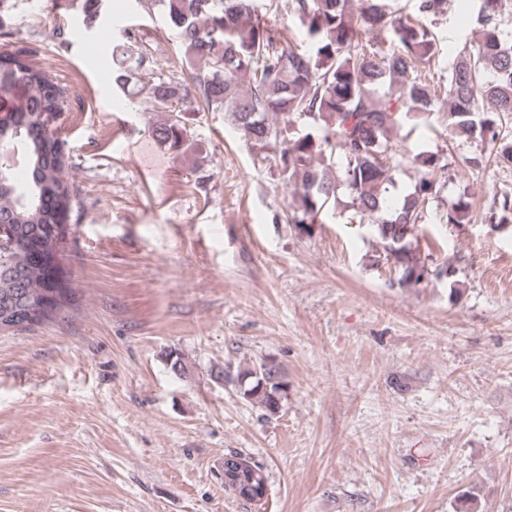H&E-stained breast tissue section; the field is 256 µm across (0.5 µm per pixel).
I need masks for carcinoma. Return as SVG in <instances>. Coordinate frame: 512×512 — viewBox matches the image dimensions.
<instances>
[{
    "mask_svg": "<svg viewBox=\"0 0 512 512\" xmlns=\"http://www.w3.org/2000/svg\"><path fill=\"white\" fill-rule=\"evenodd\" d=\"M393 0H286L287 13L300 20L299 43L285 44L281 33L259 19V0H141L148 11L165 15L175 34L189 83L156 71L154 57L129 44L113 75L114 85L131 103L145 101L163 119L152 138L176 155L199 152L183 113L197 104L222 112L246 143L257 150L278 148L275 161L297 185L292 221L315 224L343 185L355 215L363 220L388 209V187L404 164L420 175L418 187L402 206L373 226L379 248L373 264L391 263L399 284L415 286L426 270L415 231L428 191L448 158L411 154L396 130L407 120L425 122L443 112L448 134L492 146L494 162L512 163V137L503 125L512 120V30L503 13L509 0H473L479 37L457 54L441 48L420 23L445 11L451 0H415L413 14H402ZM83 25L101 17L103 0H72ZM448 65L446 96L431 90L419 65ZM65 89L52 74L12 55H0V103L15 115L0 129V331L31 328L53 318L73 295L59 257L69 230L48 233L58 210L72 211V185L64 176L63 153L50 119L61 112ZM308 125L311 131L294 135ZM340 153V170L327 158ZM488 222L512 221V195L494 198ZM37 246L45 265L26 267L25 251ZM240 396L264 415L278 414L287 382L267 363L237 369ZM242 466L244 479L224 476V488H258L267 482L262 467L240 453H228ZM460 512H482L480 494L463 490Z\"/></svg>",
    "mask_w": 512,
    "mask_h": 512,
    "instance_id": "obj_1",
    "label": "carcinoma"
}]
</instances>
